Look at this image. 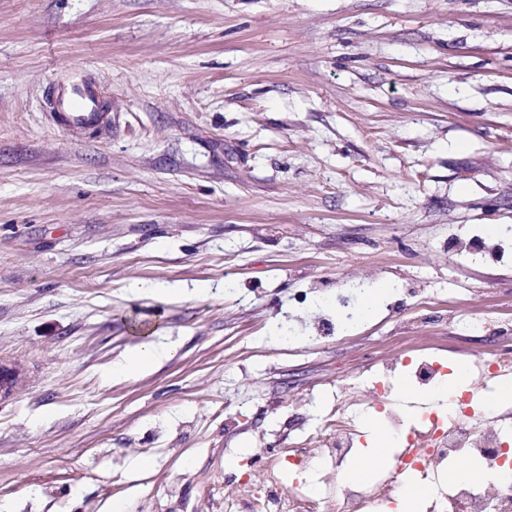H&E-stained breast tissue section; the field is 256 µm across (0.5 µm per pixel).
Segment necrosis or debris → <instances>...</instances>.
<instances>
[{
  "mask_svg": "<svg viewBox=\"0 0 512 512\" xmlns=\"http://www.w3.org/2000/svg\"><path fill=\"white\" fill-rule=\"evenodd\" d=\"M473 365L482 378L481 386L448 406L426 405L416 425L406 421L386 373L377 377L378 405L402 448L393 473L399 476L412 472L421 483L435 487L426 512H512V479L476 486L445 478L449 463L462 454L486 468L499 469L502 449L512 445V433L492 424L474 406L484 386L512 372V350L477 357ZM357 423V412L339 400L329 409L327 431L310 436L311 446L317 448L327 466V491L321 498H311L305 487L287 489L275 482L258 501L257 512H391V482L361 483L344 478L341 463L354 446Z\"/></svg>",
  "mask_w": 512,
  "mask_h": 512,
  "instance_id": "1",
  "label": "necrosis or debris"
}]
</instances>
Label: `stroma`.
<instances>
[{"label":"stroma","instance_id":"stroma-1","mask_svg":"<svg viewBox=\"0 0 512 512\" xmlns=\"http://www.w3.org/2000/svg\"><path fill=\"white\" fill-rule=\"evenodd\" d=\"M77 77L102 129L55 119ZM493 225L512 0H0V505L250 512L398 337L512 347V254L451 256ZM163 351L154 340H146L138 345L133 354L123 357L112 364V373L122 376H134L146 370ZM24 378V368L19 362H0V403L16 394Z\"/></svg>","mask_w":512,"mask_h":512}]
</instances>
